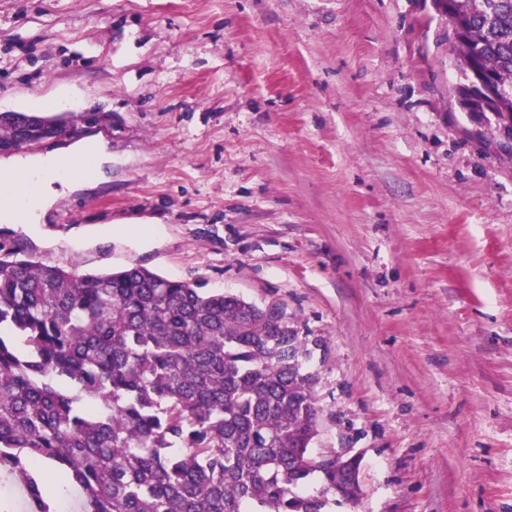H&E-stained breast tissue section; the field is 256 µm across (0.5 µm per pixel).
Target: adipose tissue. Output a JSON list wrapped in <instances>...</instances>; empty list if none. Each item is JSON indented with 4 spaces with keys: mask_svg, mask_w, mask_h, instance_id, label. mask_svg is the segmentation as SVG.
<instances>
[{
    "mask_svg": "<svg viewBox=\"0 0 512 512\" xmlns=\"http://www.w3.org/2000/svg\"><path fill=\"white\" fill-rule=\"evenodd\" d=\"M102 155V145H80L70 155L26 161L25 166L31 175L30 186L23 189L12 205L0 208V221L7 224H37L41 212L56 198L54 183L65 186L80 183L81 177L73 164L74 158L93 163Z\"/></svg>",
    "mask_w": 512,
    "mask_h": 512,
    "instance_id": "1",
    "label": "adipose tissue"
}]
</instances>
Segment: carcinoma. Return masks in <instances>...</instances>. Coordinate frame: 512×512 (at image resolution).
Instances as JSON below:
<instances>
[{
	"label": "carcinoma",
	"instance_id": "obj_1",
	"mask_svg": "<svg viewBox=\"0 0 512 512\" xmlns=\"http://www.w3.org/2000/svg\"><path fill=\"white\" fill-rule=\"evenodd\" d=\"M448 28L460 107L477 111L467 86L486 78L511 139L512 0H450ZM28 116L1 112L0 140ZM321 347L280 302L141 266L79 273L1 236L0 474L38 512H53L41 464L82 512H328L351 489L313 453Z\"/></svg>",
	"mask_w": 512,
	"mask_h": 512
}]
</instances>
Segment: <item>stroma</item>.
I'll return each mask as SVG.
<instances>
[{"instance_id":"stroma-1","label":"stroma","mask_w":512,"mask_h":512,"mask_svg":"<svg viewBox=\"0 0 512 512\" xmlns=\"http://www.w3.org/2000/svg\"><path fill=\"white\" fill-rule=\"evenodd\" d=\"M431 0H0V110L102 121L43 263L286 305L330 512H512V155Z\"/></svg>"}]
</instances>
